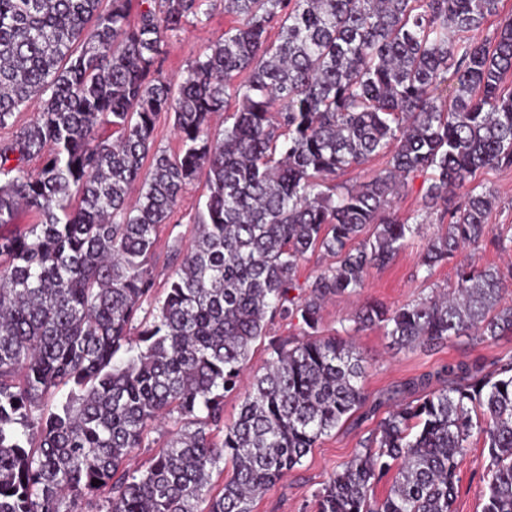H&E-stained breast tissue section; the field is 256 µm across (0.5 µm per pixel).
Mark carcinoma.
Here are the masks:
<instances>
[{
	"instance_id": "1",
	"label": "carcinoma",
	"mask_w": 512,
	"mask_h": 512,
	"mask_svg": "<svg viewBox=\"0 0 512 512\" xmlns=\"http://www.w3.org/2000/svg\"><path fill=\"white\" fill-rule=\"evenodd\" d=\"M211 2L138 0L133 15L132 0H0V127L31 98L43 103L0 142V225L22 208L40 217L0 235V512H251L323 435L381 406L368 404L353 345L321 334L320 312L414 233L392 212L408 179L429 173L425 198L448 217L426 269L462 245L512 251L486 224L495 196L470 185L480 169L512 166V15L491 38L472 36L500 0H224L237 24L165 78L170 38L209 18ZM450 76L448 105L438 90ZM163 114L181 142L173 155L155 146ZM381 153L369 180L338 181ZM202 176L193 241L172 247L156 299L158 231ZM316 250L336 266L298 283ZM457 278L455 299L365 304L354 329L381 326L399 347L512 331V264L461 265ZM277 317L298 319L303 339L270 344L226 423L224 396ZM398 394L315 494L317 512H453L475 429L489 453L482 512H512V357L442 364ZM161 419L175 432L130 471ZM215 471L226 474L219 490Z\"/></svg>"
}]
</instances>
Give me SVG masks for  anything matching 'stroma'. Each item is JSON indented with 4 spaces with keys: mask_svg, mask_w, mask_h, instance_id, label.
<instances>
[{
    "mask_svg": "<svg viewBox=\"0 0 512 512\" xmlns=\"http://www.w3.org/2000/svg\"><path fill=\"white\" fill-rule=\"evenodd\" d=\"M235 23L233 14L224 10L223 0H216L210 19L188 23L173 36L162 62L164 76L179 77L188 65L209 45L222 38L225 29ZM425 174L410 178L405 189L394 201L400 217L423 216L418 231L408 237L394 261L384 268H368L363 277L364 286L353 295L337 296L325 302L321 309V331L352 339L358 353L364 358L366 377L364 391L369 400L380 401L376 414L365 416L354 413L336 429L322 436L315 448L304 458L301 466L270 488L252 506V512H313L314 493L327 483L336 469L375 434L383 417L392 408L389 394L404 381L433 370L448 362H470L478 358L512 356V332L496 340L476 344L469 337H453L436 347L414 346L393 348L382 328L374 326L354 331L352 315L363 304L378 302L394 309L413 300L431 295L433 290H455L457 266L466 263L483 269L503 266L506 256L493 245L477 249L466 248L456 258L436 265L432 270L420 266V255L425 243L443 233L439 209H425ZM477 183L491 190L496 204L487 217L494 233L512 236V167L487 168L475 175ZM203 182L188 185L182 193L178 211L170 223L162 225L158 233L151 262L157 297H164L165 288L174 268L169 263V251L174 240L189 243L194 234V216L205 201ZM298 321L276 319L269 322L261 339L252 346L249 374L262 372L270 358L271 342L300 338ZM488 449L481 435H473L470 448L460 465L456 479L454 512H482L486 491Z\"/></svg>",
    "mask_w": 512,
    "mask_h": 512,
    "instance_id": "obj_1",
    "label": "stroma"
}]
</instances>
